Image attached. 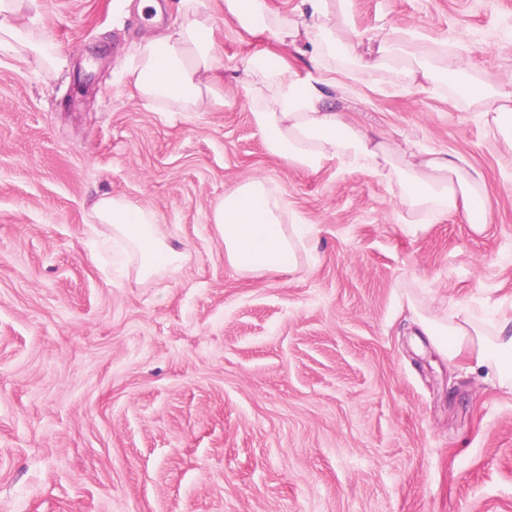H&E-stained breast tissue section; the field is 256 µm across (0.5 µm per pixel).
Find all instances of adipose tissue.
<instances>
[{"label": "adipose tissue", "instance_id": "adipose-tissue-1", "mask_svg": "<svg viewBox=\"0 0 512 512\" xmlns=\"http://www.w3.org/2000/svg\"><path fill=\"white\" fill-rule=\"evenodd\" d=\"M36 0H0V51L33 59L46 72L57 71L64 48L37 34L23 20ZM349 0H300L292 14L272 10L268 0H223L225 14L239 28L261 30L276 39L304 41L312 71L299 74L276 56L254 52L244 61L240 87L268 151L288 165L310 171L330 162L351 170H368L396 188L405 223H431L464 213L474 232L487 227L484 179L463 157L432 151L423 159L379 135L354 125L329 101L333 72L365 84L384 73L407 82L450 85L459 95L482 102L484 124L512 147V84L479 81L473 66L448 50L419 42L416 33L395 28L376 35L374 56L365 57L358 36L341 37L333 18ZM176 31L139 44L127 74L140 96L155 110L178 107L190 116L204 107H220L217 89L220 54L205 0H180ZM224 244V261L237 274L259 276L294 271L311 257L302 224L278 190L253 177L220 199L211 215ZM90 230L106 226L114 244L137 261V275L147 280L170 267H181L184 252L167 242L159 216L122 197L104 193L94 199L85 218ZM407 305L416 324L449 360H471L472 370L491 376L512 392V314L498 310L479 315L457 307L441 314Z\"/></svg>", "mask_w": 512, "mask_h": 512}]
</instances>
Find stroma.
I'll return each instance as SVG.
<instances>
[{
  "label": "stroma",
  "instance_id": "35a3bbf8",
  "mask_svg": "<svg viewBox=\"0 0 512 512\" xmlns=\"http://www.w3.org/2000/svg\"><path fill=\"white\" fill-rule=\"evenodd\" d=\"M139 0H37L62 43L45 76L0 52V512H512V394L451 363L411 321L512 308V150L479 104L415 83L331 89L338 111L416 152L465 156L488 223H404L393 188L271 155L238 79L262 50L298 73L300 44L216 23L222 107L161 116L125 75L174 26ZM415 29L512 81V0H350L339 35ZM267 177L317 260L244 277L224 262L218 198ZM151 207L177 269L142 280L83 216L101 193Z\"/></svg>",
  "mask_w": 512,
  "mask_h": 512
}]
</instances>
